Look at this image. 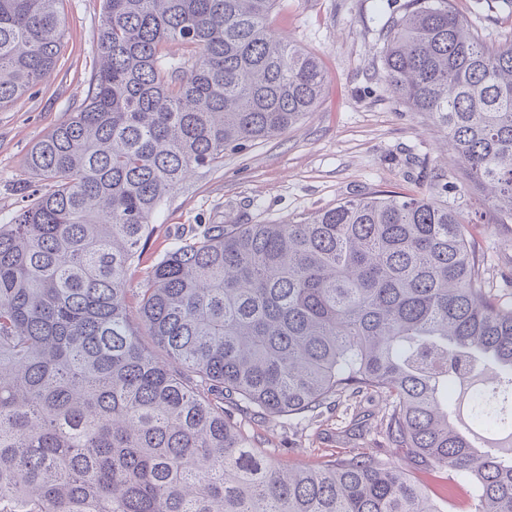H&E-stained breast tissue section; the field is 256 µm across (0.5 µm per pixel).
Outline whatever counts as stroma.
<instances>
[{"label": "stroma", "instance_id": "35a3bbf8", "mask_svg": "<svg viewBox=\"0 0 512 512\" xmlns=\"http://www.w3.org/2000/svg\"><path fill=\"white\" fill-rule=\"evenodd\" d=\"M407 0H281L270 24L317 55L326 75L316 109L277 139L226 153L200 168L172 193L151 222L154 232L130 288L141 287L150 267L201 224H273L367 196L376 190L433 195L471 218V241L481 260L486 291L512 308V224L474 220L481 204L464 185L447 133L427 114L393 97L384 79L382 50L388 25ZM455 11L488 42L512 43V0H452ZM64 51L54 70L26 97L0 110V224L10 223L34 182L26 168L31 148L81 104L98 60L101 0H66ZM470 385L453 388L448 411L456 428L479 448L498 435L476 429L468 416ZM384 402L373 396L339 401L316 418L245 419L260 446L287 464L318 466L352 451L387 450ZM370 419L349 427L352 415Z\"/></svg>", "mask_w": 512, "mask_h": 512}]
</instances>
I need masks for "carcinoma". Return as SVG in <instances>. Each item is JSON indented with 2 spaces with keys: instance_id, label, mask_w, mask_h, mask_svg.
<instances>
[{
  "instance_id": "carcinoma-1",
  "label": "carcinoma",
  "mask_w": 512,
  "mask_h": 512,
  "mask_svg": "<svg viewBox=\"0 0 512 512\" xmlns=\"http://www.w3.org/2000/svg\"><path fill=\"white\" fill-rule=\"evenodd\" d=\"M63 2L0 0V108L55 68ZM279 2L102 0L99 68L27 158L47 190L0 225V512H439L384 456L289 468L236 419L363 395L386 402L389 446L414 469L451 472L469 512H512V456L448 419V384L473 375L492 379L474 422L499 427L512 404V309L482 287L456 208L376 191L203 224L129 308L127 272L170 194L322 98L318 58L269 25ZM382 62L512 224V43L485 41L452 0H408Z\"/></svg>"
}]
</instances>
